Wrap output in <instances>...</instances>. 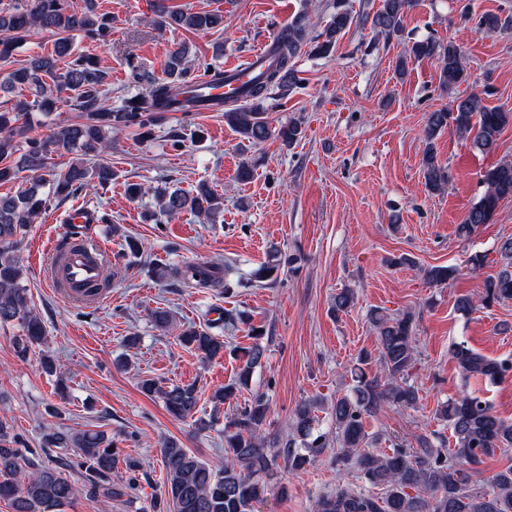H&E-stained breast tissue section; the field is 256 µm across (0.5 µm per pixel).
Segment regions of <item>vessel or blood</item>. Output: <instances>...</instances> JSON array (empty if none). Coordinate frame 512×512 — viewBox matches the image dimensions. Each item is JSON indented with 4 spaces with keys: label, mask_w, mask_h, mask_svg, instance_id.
<instances>
[{
    "label": "vessel or blood",
    "mask_w": 512,
    "mask_h": 512,
    "mask_svg": "<svg viewBox=\"0 0 512 512\" xmlns=\"http://www.w3.org/2000/svg\"><path fill=\"white\" fill-rule=\"evenodd\" d=\"M275 40H268L255 49L247 58L226 63L223 69L224 83L213 88L206 82H198L200 96L195 109L199 112H219L229 102L246 99L248 86L265 72L273 58ZM105 250L94 237L83 240H68L61 248H53L47 266L46 279L55 291L71 305L93 307L98 305L101 295L90 294L89 284L101 277L99 259Z\"/></svg>",
    "instance_id": "b4317fda"
}]
</instances>
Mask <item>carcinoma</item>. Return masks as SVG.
Masks as SVG:
<instances>
[{"instance_id":"carcinoma-1","label":"carcinoma","mask_w":512,"mask_h":512,"mask_svg":"<svg viewBox=\"0 0 512 512\" xmlns=\"http://www.w3.org/2000/svg\"><path fill=\"white\" fill-rule=\"evenodd\" d=\"M412 0H380L371 17L376 35L389 40L402 35L404 14ZM157 24L183 28L192 32H209L224 27V13L219 10L175 9L167 0H156ZM353 24L352 13L336 6L332 22L312 36L304 18L288 23V30L278 35L277 60L262 78L249 89L254 104L227 109L224 121L250 147L275 137L283 145L292 146L302 138V122L290 119L271 126L267 110L260 107L266 100L288 97L302 79L295 69V59L303 47L328 57ZM512 19L498 13L483 12L476 17V27L485 34L508 28ZM33 27L53 36L52 51L35 55L19 68L0 74V91L23 88L33 100L18 99L10 112H0V182L20 172L30 173L28 186L16 195L0 196V324H14L20 334L15 339L17 353L25 357L43 344L45 330L41 319L29 305L28 289L22 285V268L18 246L31 224L48 209L53 199H65L97 186L112 183L116 173L106 155L112 150V130L135 127L149 130L159 114L177 101L184 87L198 79L189 66L188 48L176 45L164 66V78L146 90L128 96L114 108L101 97L107 84V73L96 60L74 48L76 39L105 43L112 33V16L97 13L95 0H84L80 10L71 0H11L0 6V62L10 60L16 42ZM424 59L437 62L438 88L450 91L468 81L463 51L449 42L426 39L414 42L408 53L396 61V71L403 75L409 64ZM81 120L58 123L46 138L26 133L24 117L35 106L44 113L56 108L62 94ZM509 113L489 106L485 99L472 93L452 100L448 108L427 114L422 129L424 148L421 172L426 190L441 193L448 186V167L441 164L435 151V139L448 128L460 134H473V148L481 152L493 150L503 127L511 120ZM76 155L67 168H48L49 155L59 151ZM21 152L14 164L6 163ZM485 190L469 208L457 234L469 238L475 229L494 220L500 203L512 199V162L500 163L485 171ZM158 215L173 217L191 210L208 218L224 209V199L205 184L190 195L179 189L155 191ZM500 269L485 280L478 301L468 296L458 299V311L469 314L477 306L512 300V237L498 246ZM298 270V257L275 249L269 262L252 271L248 281L274 283L281 271ZM451 266H428L423 276L430 285H440L455 277ZM156 278L172 286L208 289L234 293L233 287L244 286L239 279L231 282L219 267L209 265H170L158 263ZM354 304V294L343 288L333 298L332 310L339 314ZM369 321L376 333V354L363 352L351 370L350 393L336 397L331 419L336 431L340 459H352L358 479L384 490L380 500L338 486L322 495L317 512H512V465L488 477L484 487L473 488L476 467L483 458L498 450L512 448V424L500 419L489 403L474 393H464L440 405L438 416L446 421L454 439L453 459L446 451L432 449L431 441L420 439V449L394 448L379 452L370 447L374 437L365 429V418L376 415L386 406L412 408L418 401V390L409 382L417 358L413 346L415 314L406 311L389 313L375 308ZM245 322L241 313L231 311L210 321L208 329H184L178 340L206 359L224 354V341L212 333L214 329ZM255 342L236 350L240 362L234 383L224 386L217 397L231 399L239 388L249 384L254 370L262 364L267 345L263 333H253ZM449 358L465 379L479 378L496 383L512 372V363L490 359L469 347L454 343ZM376 364L379 371L370 375L365 367ZM141 391L156 395L167 412L184 420L196 412L199 394L194 383L163 386L153 378L139 381ZM317 403L304 401L294 411L295 437L286 440L266 434L270 407L258 395L224 425V463L216 467L199 455L169 440L160 448L167 476L160 495L151 502V512H255L268 492L269 481L283 461L296 471L318 461L330 446L328 434L319 431ZM47 441L55 448L79 458L83 485L72 481L57 467L36 464L17 448V437L11 435L7 421L0 420V499L11 505L12 512H63L82 491L90 487L108 499L128 495L140 468L139 462L120 458L119 449L99 432H72L57 429Z\"/></svg>"}]
</instances>
